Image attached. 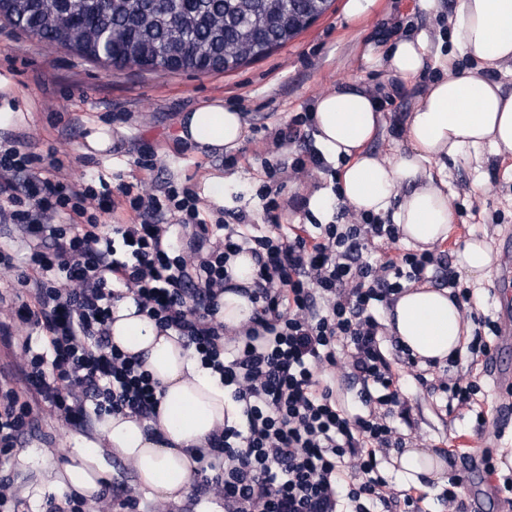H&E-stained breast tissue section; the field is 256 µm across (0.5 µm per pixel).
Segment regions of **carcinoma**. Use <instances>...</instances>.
<instances>
[{
	"instance_id": "obj_1",
	"label": "carcinoma",
	"mask_w": 512,
	"mask_h": 512,
	"mask_svg": "<svg viewBox=\"0 0 512 512\" xmlns=\"http://www.w3.org/2000/svg\"><path fill=\"white\" fill-rule=\"evenodd\" d=\"M330 0H7L24 33L104 67L230 71L267 56L320 17Z\"/></svg>"
}]
</instances>
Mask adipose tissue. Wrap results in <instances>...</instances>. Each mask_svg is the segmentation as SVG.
<instances>
[{"instance_id": "1", "label": "adipose tissue", "mask_w": 512, "mask_h": 512, "mask_svg": "<svg viewBox=\"0 0 512 512\" xmlns=\"http://www.w3.org/2000/svg\"><path fill=\"white\" fill-rule=\"evenodd\" d=\"M460 54L487 65L512 62V0H460L454 17ZM426 32L398 41L385 62L402 80L421 73L427 63ZM445 79L430 85L403 126V149L383 158L367 151L380 128L378 100L369 91L338 88L315 103V140L323 158L341 165L342 203L358 211L390 215L408 244L428 250L445 241L453 222L448 184L435 178L448 160L483 148L512 151V93L476 72H452V59L439 57ZM240 112L213 100L179 119V138L209 154L236 150L245 135ZM232 284L221 294L217 319L230 329H244L253 305L242 295L252 286L255 263L240 254L230 262ZM391 336L399 339L420 363L444 361L466 341L458 305L448 289L426 285L401 293L387 316ZM113 345L143 360L159 383L155 421L133 415H106L94 438L74 436L75 453L57 487L85 495L97 492L105 471V452L130 463L141 488L162 503L184 499L195 477L199 451L225 420L238 410L224 393L218 375L202 367L171 330H160L138 313L132 300L112 309ZM399 473L409 480L424 476L441 480L446 463L420 448L398 457Z\"/></svg>"}]
</instances>
